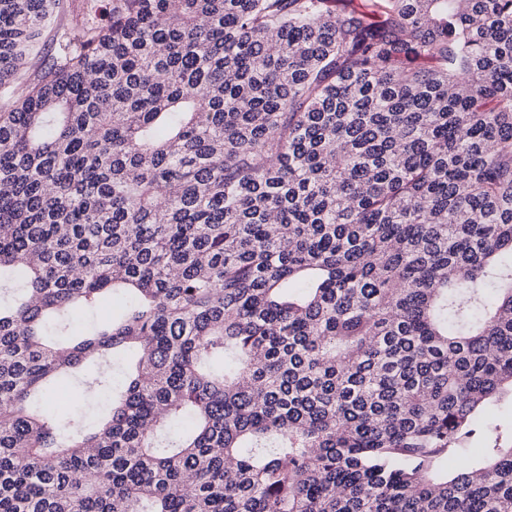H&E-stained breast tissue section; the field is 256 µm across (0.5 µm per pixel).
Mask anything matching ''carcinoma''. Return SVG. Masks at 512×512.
<instances>
[{"label": "carcinoma", "instance_id": "obj_1", "mask_svg": "<svg viewBox=\"0 0 512 512\" xmlns=\"http://www.w3.org/2000/svg\"><path fill=\"white\" fill-rule=\"evenodd\" d=\"M59 8L0 0V512H512V442L451 462L512 397V0ZM52 393L51 397L55 400L66 394L79 400V410L88 421H92L99 409V400L97 396H86L83 385L76 378L68 379L60 383Z\"/></svg>", "mask_w": 512, "mask_h": 512}]
</instances>
